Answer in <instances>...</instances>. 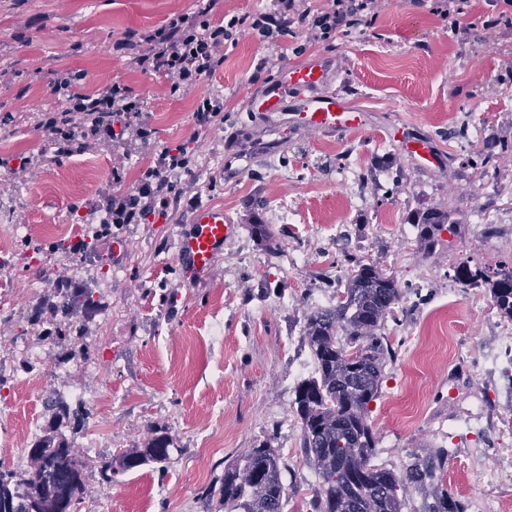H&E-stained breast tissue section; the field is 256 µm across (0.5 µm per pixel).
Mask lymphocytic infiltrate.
<instances>
[{
	"mask_svg": "<svg viewBox=\"0 0 512 512\" xmlns=\"http://www.w3.org/2000/svg\"><path fill=\"white\" fill-rule=\"evenodd\" d=\"M374 4L375 0H327L312 14L301 9L299 0H275L273 11L257 13L249 21L228 15L216 23L211 18L215 0H199L193 14H179L164 27L131 34L114 48L134 54L143 71L171 78L177 91L223 64L224 49L239 26L249 25L267 45L278 44L297 23L306 25L313 38L327 40L362 25ZM84 78L83 72L66 70L56 72L50 82L55 105L38 129L55 155L84 152L93 141H150L153 130L141 118L142 103L126 84L117 80L89 92L83 88ZM189 170L185 154L162 151L156 165L143 171L136 190L108 197L99 237L110 236L112 225L140 223L155 202L170 198L176 177Z\"/></svg>",
	"mask_w": 512,
	"mask_h": 512,
	"instance_id": "obj_1",
	"label": "lymphocytic infiltrate"
}]
</instances>
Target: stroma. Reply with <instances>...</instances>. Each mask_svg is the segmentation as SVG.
I'll return each instance as SVG.
<instances>
[{
  "instance_id": "1",
  "label": "stroma",
  "mask_w": 512,
  "mask_h": 512,
  "mask_svg": "<svg viewBox=\"0 0 512 512\" xmlns=\"http://www.w3.org/2000/svg\"><path fill=\"white\" fill-rule=\"evenodd\" d=\"M381 0L375 23L335 40L293 38L266 48L247 29L224 64L171 91L169 77L142 71L112 45L196 9L195 0H0V157L46 154L37 129L54 99L52 72L86 74L85 90L113 80L145 102L150 144L96 143L48 157L23 177L0 168V469L27 477L31 425L46 405L82 406L86 428L69 441L85 461L81 512H215L206 495L247 448L278 450L287 488L283 512H312L318 491L292 409L303 330L335 302L332 283L351 253L394 276L407 314L384 333L395 356L371 403L373 464L400 468L410 455L450 449L445 483L470 512H512V352L489 289L455 281L465 263L512 264V25L485 28L496 0ZM336 67L329 90L368 116L346 139L278 127L250 109L270 74L314 55ZM224 100V120L196 132L195 102ZM468 124L470 139L450 133ZM418 129L442 163L420 167L390 141L393 125ZM190 144L195 163L177 194L142 223L123 224L70 254L22 251L25 241L78 242L98 223L122 158L133 189L159 153ZM508 145L498 168L473 153ZM222 206L236 235L204 278L188 276L178 242L194 205ZM447 209L451 228L432 255L414 223ZM266 225L261 237L253 225ZM128 246L113 258L112 243ZM53 268L93 289L98 312L74 317L78 339L57 343L43 274ZM171 442L166 467L122 472L126 451L158 434ZM111 477H104L106 466Z\"/></svg>"
}]
</instances>
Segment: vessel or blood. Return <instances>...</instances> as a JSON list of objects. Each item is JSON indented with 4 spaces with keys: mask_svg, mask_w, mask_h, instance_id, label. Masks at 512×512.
<instances>
[{
    "mask_svg": "<svg viewBox=\"0 0 512 512\" xmlns=\"http://www.w3.org/2000/svg\"><path fill=\"white\" fill-rule=\"evenodd\" d=\"M332 75V63L322 56L281 70L261 96L252 100L251 109L280 126L337 136L362 131L367 125L366 115L354 111L343 97L327 91ZM399 144L422 165L435 164L431 143L420 131L402 130ZM187 222L189 229L179 240L178 255L190 274L203 276L212 270L236 227L228 222L223 208L214 205L197 206Z\"/></svg>",
    "mask_w": 512,
    "mask_h": 512,
    "instance_id": "1",
    "label": "vessel or blood"
}]
</instances>
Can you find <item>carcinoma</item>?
Wrapping results in <instances>:
<instances>
[{
	"label": "carcinoma",
	"instance_id": "cac0c4a2",
	"mask_svg": "<svg viewBox=\"0 0 512 512\" xmlns=\"http://www.w3.org/2000/svg\"><path fill=\"white\" fill-rule=\"evenodd\" d=\"M446 223L448 212L435 210L415 224L416 239L426 253H433ZM351 264L354 270L345 287L336 289V304L307 320L314 374L294 389L301 446L319 478L313 508L315 512H403L411 493L432 486L421 512H469L470 502L444 487L446 448L412 455L398 470L371 464L377 438L369 424L370 404L379 398L386 364L394 357L383 334L384 323L401 310L403 292L395 277L377 266L360 259ZM455 279L464 288H490L498 313L512 321V267L492 273L478 265L462 266ZM53 298L55 314L63 320L47 331L54 341L80 335L69 319L98 310L90 288L56 287ZM46 411L45 433L29 449L34 464L29 477L17 480L13 473L0 471V512H78L83 466L74 461L76 449L62 430L73 434L83 430L87 411L60 402L47 404ZM168 460L169 443L156 436L148 447L122 455L119 468L162 466ZM285 496L280 455L260 444L224 467L217 509L282 512Z\"/></svg>",
	"mask_w": 512,
	"mask_h": 512
}]
</instances>
